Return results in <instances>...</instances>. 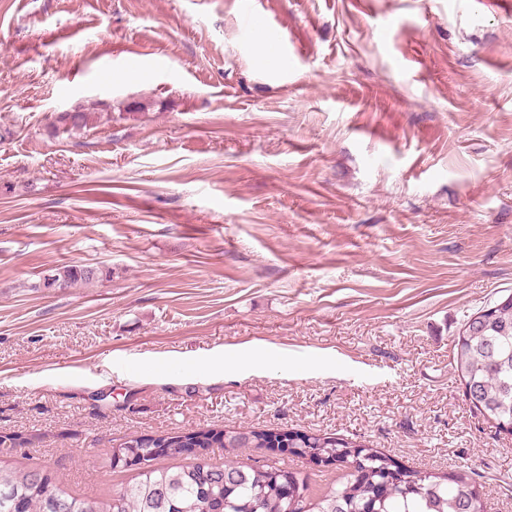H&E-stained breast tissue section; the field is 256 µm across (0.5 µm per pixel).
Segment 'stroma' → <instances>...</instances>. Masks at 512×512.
Returning a JSON list of instances; mask_svg holds the SVG:
<instances>
[{
  "label": "stroma",
  "mask_w": 512,
  "mask_h": 512,
  "mask_svg": "<svg viewBox=\"0 0 512 512\" xmlns=\"http://www.w3.org/2000/svg\"><path fill=\"white\" fill-rule=\"evenodd\" d=\"M263 11L0 0V433L28 439L8 461L94 499L132 478L123 438L288 426L477 472L512 512V434L450 364L512 293V14ZM78 108L94 125L58 123ZM71 265L102 275L44 287ZM219 347L266 360L204 372Z\"/></svg>",
  "instance_id": "obj_1"
}]
</instances>
